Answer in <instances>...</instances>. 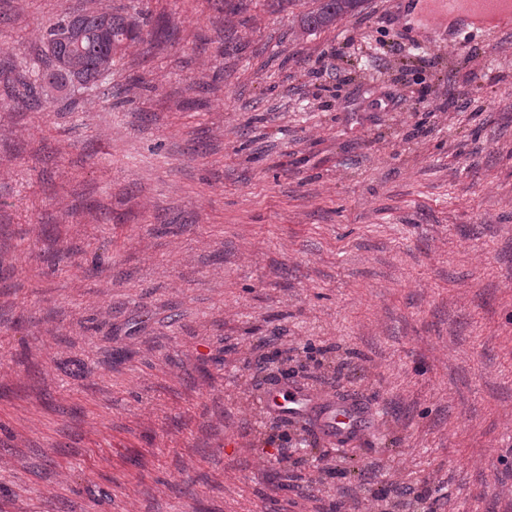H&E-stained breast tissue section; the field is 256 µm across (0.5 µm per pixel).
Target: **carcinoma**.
Masks as SVG:
<instances>
[{
  "instance_id": "obj_1",
  "label": "carcinoma",
  "mask_w": 512,
  "mask_h": 512,
  "mask_svg": "<svg viewBox=\"0 0 512 512\" xmlns=\"http://www.w3.org/2000/svg\"><path fill=\"white\" fill-rule=\"evenodd\" d=\"M360 4L361 0H315V6L300 15V31L330 27ZM139 35L135 20L109 11L59 16L46 31L45 50L19 79L23 98L38 105L45 87L62 92L70 86L98 84L112 70L114 56Z\"/></svg>"
}]
</instances>
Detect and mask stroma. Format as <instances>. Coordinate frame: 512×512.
Segmentation results:
<instances>
[{
	"label": "stroma",
	"instance_id": "35a3bbf8",
	"mask_svg": "<svg viewBox=\"0 0 512 512\" xmlns=\"http://www.w3.org/2000/svg\"><path fill=\"white\" fill-rule=\"evenodd\" d=\"M137 2L0 0V70ZM147 3L104 83L0 85V512H512V26ZM309 399L303 395L293 394L286 397L281 391H272L269 394L268 405L288 415L299 416L312 411ZM319 420L333 434H355L359 433L363 425L364 410L350 401L331 404L320 411Z\"/></svg>",
	"mask_w": 512,
	"mask_h": 512
}]
</instances>
